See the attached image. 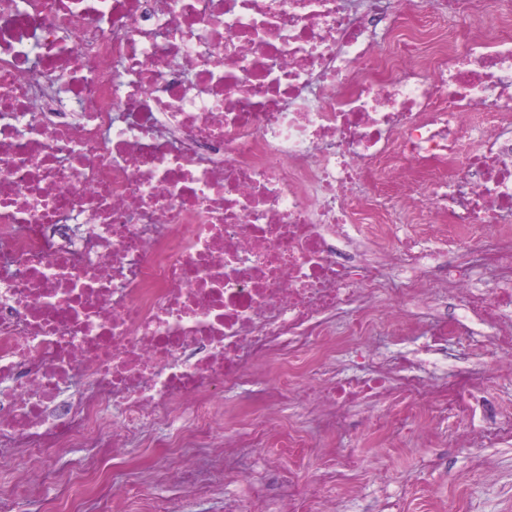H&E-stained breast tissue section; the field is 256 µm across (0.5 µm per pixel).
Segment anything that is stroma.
I'll list each match as a JSON object with an SVG mask.
<instances>
[{
  "label": "stroma",
  "instance_id": "35a3bbf8",
  "mask_svg": "<svg viewBox=\"0 0 512 512\" xmlns=\"http://www.w3.org/2000/svg\"><path fill=\"white\" fill-rule=\"evenodd\" d=\"M427 338L422 328L398 338L359 336L337 350L333 367L342 376L364 373L359 352L367 346L390 354L425 349L438 372L448 376L483 370L484 394L498 419L512 420V374L499 372L501 355L490 347L483 325L473 323L459 344L431 348ZM312 385L309 378L299 379L302 398L285 399L279 413L283 430L305 440V447L270 444L244 450L241 464L225 472L220 493L188 498L181 483L170 481L155 486L154 494L179 504L182 512H224L228 495L255 501L258 512H264L292 480L303 490L306 505L318 512L317 476L327 471L338 478V512H383L389 504L394 512H512V440L491 446L458 442L469 424L457 418L441 420L429 440L413 432L414 422L407 417H401L395 432L378 430V417L399 414L395 397L351 407L344 427L328 430L305 397ZM124 455L126 465L115 471L120 487L176 465L174 456L146 442L125 449Z\"/></svg>",
  "mask_w": 512,
  "mask_h": 512
}]
</instances>
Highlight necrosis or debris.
<instances>
[{"label": "necrosis or debris", "mask_w": 512, "mask_h": 512, "mask_svg": "<svg viewBox=\"0 0 512 512\" xmlns=\"http://www.w3.org/2000/svg\"><path fill=\"white\" fill-rule=\"evenodd\" d=\"M461 19L478 27L461 32ZM369 183L367 196L356 192ZM512 0H0V450L43 498L44 455L83 448L70 494L112 481L164 431L174 476L209 448L222 484L276 429L212 436L224 393L324 347L370 312L384 268L434 297L428 260L469 233L448 281L512 357ZM388 240L375 261L337 242ZM369 374L307 365L341 419L401 389L418 432L480 418L512 437L478 371L450 386L364 349ZM362 318V311L357 305L347 306L341 310L339 316L328 324L327 334L332 337L344 336L347 328Z\"/></svg>", "instance_id": "1"}]
</instances>
